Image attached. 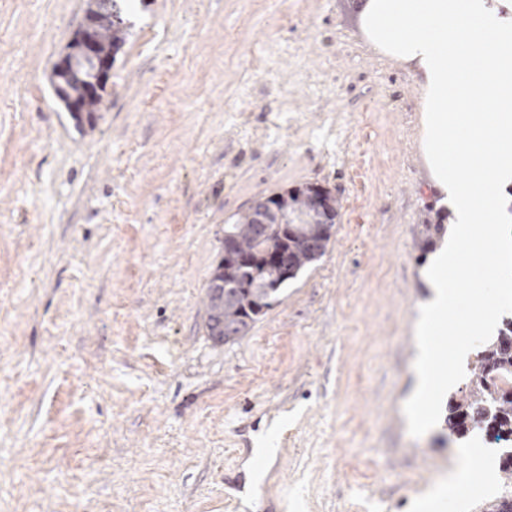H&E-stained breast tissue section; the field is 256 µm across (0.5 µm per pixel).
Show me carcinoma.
Here are the masks:
<instances>
[{
    "instance_id": "cac0c4a2",
    "label": "carcinoma",
    "mask_w": 512,
    "mask_h": 512,
    "mask_svg": "<svg viewBox=\"0 0 512 512\" xmlns=\"http://www.w3.org/2000/svg\"><path fill=\"white\" fill-rule=\"evenodd\" d=\"M127 0H85L84 19L70 43L74 49L92 46L94 55H67L66 67L54 69L50 84L67 111L91 119L101 101L106 80L102 61L115 56L130 36ZM312 184L256 199L249 210L224 225L225 249L231 254L213 268L206 291L205 328L211 337L235 343L247 336L271 307L280 288L327 251L335 216L313 207ZM442 224L423 225L421 248H433ZM291 274L284 275L283 265ZM463 396L448 402L445 423L449 435L462 438L473 430L499 440L512 435V320L488 342L478 346ZM498 471L505 494L486 512H512V447L503 450Z\"/></svg>"
}]
</instances>
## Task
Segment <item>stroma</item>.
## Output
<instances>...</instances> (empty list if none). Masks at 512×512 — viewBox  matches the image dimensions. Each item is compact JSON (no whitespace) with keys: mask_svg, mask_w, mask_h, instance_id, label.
I'll return each instance as SVG.
<instances>
[{"mask_svg":"<svg viewBox=\"0 0 512 512\" xmlns=\"http://www.w3.org/2000/svg\"><path fill=\"white\" fill-rule=\"evenodd\" d=\"M363 2L134 0L86 132L49 82L84 0H0V512H228L254 467L253 512H417L475 447L407 430L449 212ZM306 183L340 204L325 255L213 340L225 222Z\"/></svg>","mask_w":512,"mask_h":512,"instance_id":"35a3bbf8","label":"stroma"}]
</instances>
